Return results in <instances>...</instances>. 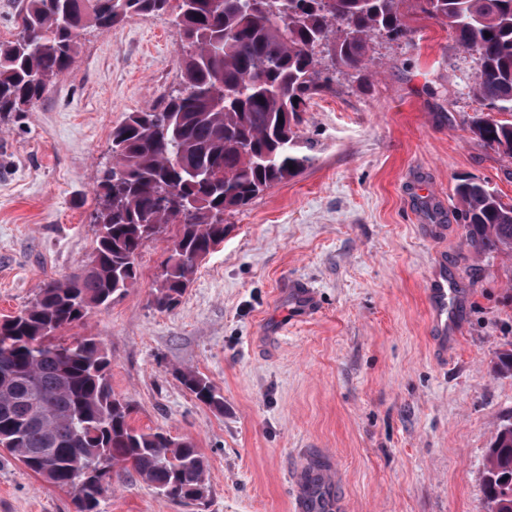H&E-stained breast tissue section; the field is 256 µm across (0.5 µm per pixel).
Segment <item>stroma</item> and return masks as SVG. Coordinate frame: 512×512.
<instances>
[{
	"mask_svg": "<svg viewBox=\"0 0 512 512\" xmlns=\"http://www.w3.org/2000/svg\"><path fill=\"white\" fill-rule=\"evenodd\" d=\"M406 37H374L364 75L340 73L304 114L316 144L301 174L225 215L224 242L180 304L152 292L178 233L147 241L120 299L62 329L94 336L113 394L139 429L193 441L204 500L175 503L116 469L101 512H295V475L334 458L315 512H488L487 454L512 417V253L467 243L454 188L489 181L512 200V158L471 131L478 69L454 33L421 16ZM180 35L137 16L81 40L72 68L29 111L0 120V319L90 260L91 215L111 133L180 83ZM447 280L458 333L439 351L429 289ZM316 308L296 317L295 291ZM191 370L224 396L198 402ZM0 512H74L0 449Z\"/></svg>",
	"mask_w": 512,
	"mask_h": 512,
	"instance_id": "35a3bbf8",
	"label": "stroma"
}]
</instances>
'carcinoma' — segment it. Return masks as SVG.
Returning a JSON list of instances; mask_svg holds the SVG:
<instances>
[{
    "mask_svg": "<svg viewBox=\"0 0 512 512\" xmlns=\"http://www.w3.org/2000/svg\"><path fill=\"white\" fill-rule=\"evenodd\" d=\"M146 15H167L179 30L182 88L112 129L94 215L107 233L97 235L90 262L0 321V447L72 491L75 512H100L117 466L171 501H201L207 466L192 441L131 426L100 340L67 342L56 332L122 297L137 282L142 247L170 224L179 233L153 304L176 307L224 242V215L313 162L315 144L298 134L302 113L334 89L336 73L364 71L373 37L406 36L414 15L451 29L477 57L475 100L501 115L477 118L472 132L512 158V0H19L18 33L0 40V114L29 110L70 70L87 30L107 33ZM455 192L468 244L512 252V203L488 181L461 179ZM181 381L201 403L224 409L207 378L187 371ZM44 448L55 449L50 463ZM94 459L109 471L77 480ZM485 494L490 512H512L511 421L489 449Z\"/></svg>",
    "mask_w": 512,
    "mask_h": 512,
    "instance_id": "carcinoma-1",
    "label": "carcinoma"
}]
</instances>
